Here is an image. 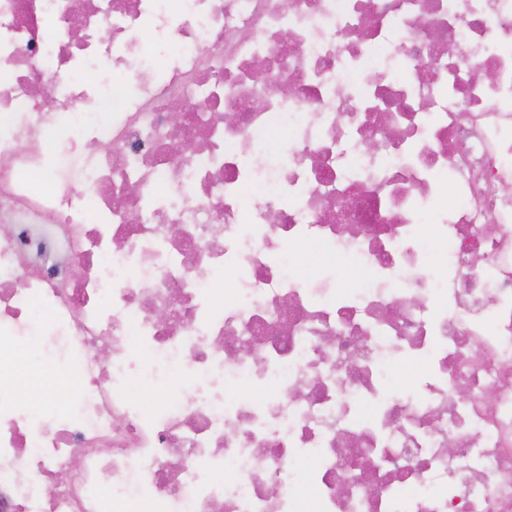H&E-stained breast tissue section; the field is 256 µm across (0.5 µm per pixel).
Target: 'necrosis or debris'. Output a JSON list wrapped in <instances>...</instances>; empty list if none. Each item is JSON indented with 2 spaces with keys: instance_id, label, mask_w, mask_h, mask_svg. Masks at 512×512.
<instances>
[{
  "instance_id": "necrosis-or-debris-1",
  "label": "necrosis or debris",
  "mask_w": 512,
  "mask_h": 512,
  "mask_svg": "<svg viewBox=\"0 0 512 512\" xmlns=\"http://www.w3.org/2000/svg\"><path fill=\"white\" fill-rule=\"evenodd\" d=\"M14 348L0 512H512V0H0Z\"/></svg>"
}]
</instances>
